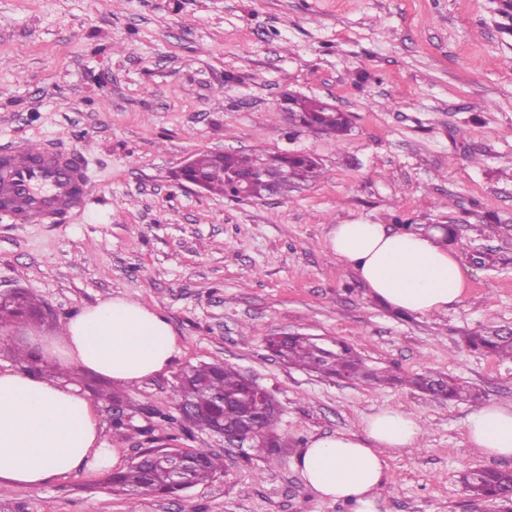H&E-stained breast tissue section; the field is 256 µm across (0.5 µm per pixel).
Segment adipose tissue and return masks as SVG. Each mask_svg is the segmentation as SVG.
I'll use <instances>...</instances> for the list:
<instances>
[{
  "label": "adipose tissue",
  "mask_w": 512,
  "mask_h": 512,
  "mask_svg": "<svg viewBox=\"0 0 512 512\" xmlns=\"http://www.w3.org/2000/svg\"><path fill=\"white\" fill-rule=\"evenodd\" d=\"M438 232L387 230L381 224H336L323 248L353 269L370 295L400 311L431 316L460 303L463 267L438 241ZM43 348L62 371L59 379L0 370V488L35 490L85 467L107 463L99 421L66 373L92 372L136 384L166 372L179 352L167 318L141 303L114 297L77 313ZM419 419L384 407L364 419L361 432L313 439L296 467L315 496L342 502L350 512H381L389 483V455L416 448ZM472 447L512 458V405L489 402L466 422Z\"/></svg>",
  "instance_id": "1"
}]
</instances>
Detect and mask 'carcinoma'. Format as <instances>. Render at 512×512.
<instances>
[{"label": "carcinoma", "instance_id": "1", "mask_svg": "<svg viewBox=\"0 0 512 512\" xmlns=\"http://www.w3.org/2000/svg\"><path fill=\"white\" fill-rule=\"evenodd\" d=\"M288 117L297 126H315L340 141L349 131V121L323 103L308 98L288 100ZM258 158L250 154L206 153L193 159V165L182 172L189 180H198L205 190L235 196L234 184L228 180L231 172L247 174L256 166ZM274 173L281 174L278 192L288 193L297 181L313 179L318 173V162L307 155H277L263 158ZM42 314V303L30 294L19 290L12 296L0 299V320L24 322ZM467 343L476 350L485 351L501 359L512 360V335L494 327H486L467 337ZM268 348L285 360L288 365L302 370L324 374L338 379L349 378L364 385L385 383L388 377L370 370L357 351L343 343L328 345L302 334H283L268 339ZM407 384L441 399L464 400L471 397L469 388L438 373L418 374ZM174 405L189 403L197 413L185 420L200 429L215 430L222 425L226 431L250 427V434L266 444L272 455L279 448L276 427L278 412L271 397L258 404L253 399L247 379L234 367L220 363L201 362L182 370L179 384L173 394ZM192 459L181 471V483L192 487L212 480L224 472L222 456L198 448L180 451ZM460 482L473 504L494 502L502 512H512V501L507 493L512 490V470L485 468L480 475L467 470ZM104 483L112 491L136 496L148 491L161 496L173 495L180 487L169 482L168 475L152 468L143 459L124 470L110 472Z\"/></svg>", "mask_w": 512, "mask_h": 512}]
</instances>
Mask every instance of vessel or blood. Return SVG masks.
Masks as SVG:
<instances>
[{
	"label": "vessel or blood",
	"mask_w": 512,
	"mask_h": 512,
	"mask_svg": "<svg viewBox=\"0 0 512 512\" xmlns=\"http://www.w3.org/2000/svg\"><path fill=\"white\" fill-rule=\"evenodd\" d=\"M90 192L79 154L19 143L0 150V209L17 224L54 221Z\"/></svg>",
	"instance_id": "1"
}]
</instances>
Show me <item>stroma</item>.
<instances>
[{"label": "stroma", "mask_w": 512, "mask_h": 512, "mask_svg": "<svg viewBox=\"0 0 512 512\" xmlns=\"http://www.w3.org/2000/svg\"><path fill=\"white\" fill-rule=\"evenodd\" d=\"M348 115L343 140L290 125L284 93ZM82 152L90 195L57 224L0 213V294L22 288L44 320L0 322L20 348L120 296L158 310L180 352L167 372L123 388L113 427L108 379L77 381L116 468L147 448H203L224 472L175 497L136 502L92 466L0 512H348L318 499L295 461L311 439L360 431L384 406L416 415L418 449L393 455L385 512H474L460 475L512 470L466 443L475 403L411 388L432 370L512 404V361L469 349L512 329V0H0V149L17 141ZM304 153L318 176L238 200L174 179L203 153ZM452 227L468 276L463 301L420 316L368 296L323 250L330 227ZM345 341L390 383L374 388L272 357L270 336ZM233 366L273 395L284 441L274 457L163 422L180 371Z\"/></svg>", "instance_id": "obj_1"}]
</instances>
